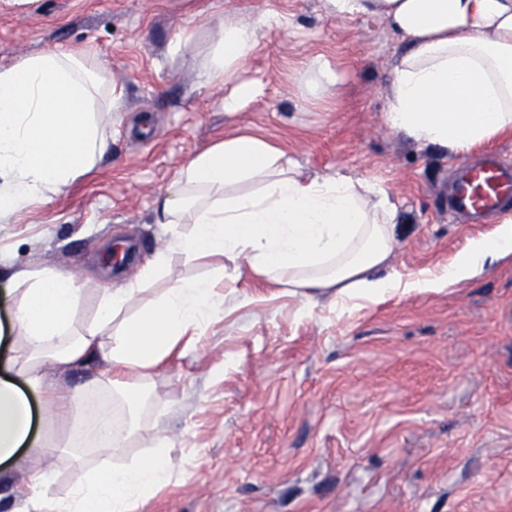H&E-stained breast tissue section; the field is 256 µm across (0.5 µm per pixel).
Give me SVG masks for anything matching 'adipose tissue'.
<instances>
[{
	"label": "adipose tissue",
	"mask_w": 512,
	"mask_h": 512,
	"mask_svg": "<svg viewBox=\"0 0 512 512\" xmlns=\"http://www.w3.org/2000/svg\"><path fill=\"white\" fill-rule=\"evenodd\" d=\"M339 17L375 16L400 37L382 119L414 142L450 154L512 128V0H328ZM276 19L245 23L224 17L206 52V80L233 81L241 63ZM107 67L58 49L0 66V216L59 191L108 150L98 113L111 111ZM193 229H179L184 219ZM156 220L172 233L170 249L185 261L220 255L232 268L305 298L378 301L405 289L461 288L486 264H512V218L492 237L471 239L452 264L401 283L387 266L394 250L397 208L388 193L344 173L305 178L287 155L253 136L225 140L182 168L171 192L156 200ZM158 254L137 280L105 295L92 322L76 327L82 285L53 269L11 274L0 300L10 313L0 329V465L21 448L44 442L32 429L29 396L45 392L47 371L98 357L114 373L141 375L188 329L211 321L223 299L214 280L187 279L166 288L139 316L122 313L134 295L160 277ZM103 381L65 406L71 419L91 415L97 445L114 454L125 428L102 399ZM168 441L128 467L88 475L61 512H127L167 475Z\"/></svg>",
	"instance_id": "1"
}]
</instances>
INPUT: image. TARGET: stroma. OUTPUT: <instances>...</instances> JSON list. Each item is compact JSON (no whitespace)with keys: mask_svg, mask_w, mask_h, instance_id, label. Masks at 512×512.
Masks as SVG:
<instances>
[{"mask_svg":"<svg viewBox=\"0 0 512 512\" xmlns=\"http://www.w3.org/2000/svg\"><path fill=\"white\" fill-rule=\"evenodd\" d=\"M229 12L279 21L237 72L255 94L235 112L224 109L232 84L203 75ZM179 34L190 47L175 55ZM47 48L110 69L119 106L100 124L111 146L60 192L0 218V263L79 279L77 325L156 254L167 253V268L127 316L163 288L214 275L221 257L168 253L154 202L199 153L241 134L307 176L342 172L384 188L398 211L389 271L402 282L495 231L449 210L448 181L477 154L512 163V131L454 156L390 130L382 114L400 44L377 17H336L327 0H0V66ZM314 59L329 63L335 86L311 85ZM221 293V314L109 394L131 429L122 453L68 444L70 424L47 410L49 445L23 449L0 478V512H28L33 470L51 475L38 512H52L88 472L139 462L158 435L168 477L129 512H512V266L462 288L346 305L247 273ZM111 374L98 358L55 370L47 397L70 399Z\"/></svg>","mask_w":512,"mask_h":512,"instance_id":"obj_1","label":"stroma"}]
</instances>
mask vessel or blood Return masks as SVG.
Instances as JSON below:
<instances>
[{
  "label": "vessel or blood",
  "mask_w": 512,
  "mask_h": 512,
  "mask_svg": "<svg viewBox=\"0 0 512 512\" xmlns=\"http://www.w3.org/2000/svg\"><path fill=\"white\" fill-rule=\"evenodd\" d=\"M512 201V166L487 159L464 168L457 180L451 202L455 209L480 217Z\"/></svg>",
  "instance_id": "b4317fda"
}]
</instances>
